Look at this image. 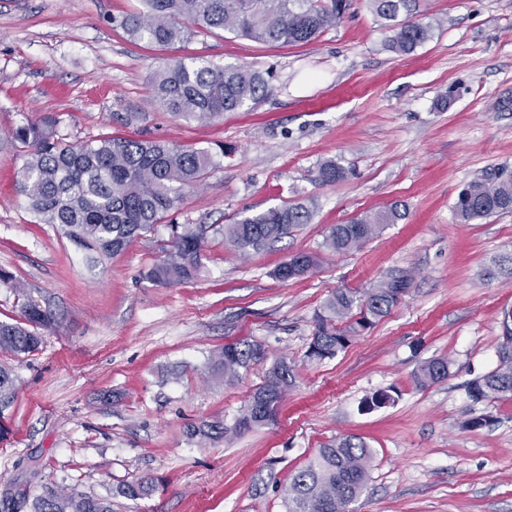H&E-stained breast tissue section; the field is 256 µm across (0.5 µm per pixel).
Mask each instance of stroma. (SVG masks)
<instances>
[{
	"label": "stroma",
	"mask_w": 512,
	"mask_h": 512,
	"mask_svg": "<svg viewBox=\"0 0 512 512\" xmlns=\"http://www.w3.org/2000/svg\"><path fill=\"white\" fill-rule=\"evenodd\" d=\"M139 0H0V321L23 298L55 317L38 350L0 351L15 395L0 407V512L22 488L104 497L112 512H287L292 476L318 448L355 435L374 451L370 479L348 512H512V400L473 402L468 383L499 363L512 278L487 279L512 253V213L459 223L465 184L512 164V0H421L440 20L409 55L366 0L306 44L256 43L221 30L168 47L132 39L118 18ZM196 56L265 73L271 96L251 111L202 125L151 101L153 72ZM116 112L133 121L113 122ZM45 113L70 138L105 132L223 149L220 165L187 190L179 224L210 231L189 282L157 286L144 274L171 236L158 224L88 272L81 253L35 223L16 183L23 151L14 129ZM342 181L318 179L323 161ZM407 207L360 249L324 246L331 225ZM311 206L309 224L241 254L223 225L274 206ZM300 252L310 275L275 277ZM399 270L414 280L382 320L336 357L309 361L314 317L337 290L365 296ZM239 340L266 353L234 384L207 367ZM445 357L448 379L419 388L421 362ZM288 359L295 383L275 424L209 443L191 425L233 424L269 365ZM390 404L366 409L376 393ZM487 416L473 429L469 419ZM147 482L150 496L120 487Z\"/></svg>",
	"instance_id": "obj_1"
}]
</instances>
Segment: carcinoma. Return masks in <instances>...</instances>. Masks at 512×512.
Returning <instances> with one entry per match:
<instances>
[{
  "label": "carcinoma",
  "mask_w": 512,
  "mask_h": 512,
  "mask_svg": "<svg viewBox=\"0 0 512 512\" xmlns=\"http://www.w3.org/2000/svg\"><path fill=\"white\" fill-rule=\"evenodd\" d=\"M143 9L124 16L118 24L137 40L157 46L189 39L203 30L221 29L257 43H307L343 18L352 0H141ZM379 24L390 32L389 48L410 54L426 43L434 24L413 21L419 0H367ZM154 100L177 117L210 122L226 112L252 109L271 95L263 74L244 67L220 66L198 57L168 61L154 73ZM61 118L44 114L17 127L15 141L24 149L18 191L39 224H48L68 239L93 271L104 259L127 249L154 225L165 223L183 200L184 191L199 186L217 164L208 148L183 147L161 140L126 139L106 133L91 142L68 141ZM324 184L336 183L345 171L334 160L318 171ZM512 212V166L487 168L459 193L454 213L462 224L497 213ZM407 209L394 203L347 224L334 225L325 247L346 253L379 236L384 227L406 219ZM304 204L270 207L224 225V238L237 250L256 251L310 223ZM167 256L153 265L146 278L157 285L185 283L200 268L209 226L172 224ZM319 257L300 253L275 270L282 280L312 272ZM412 275L398 272L380 282L361 299L350 291H336L315 316V330L306 351L311 362L334 358L352 338L373 327L411 287ZM359 316L349 319L354 308ZM52 315L33 300L21 319L0 322V351L26 354L42 343L40 330L54 325ZM500 363L472 381L473 402L512 399V309L501 322ZM264 358L261 345L240 340L224 345L209 358L211 372L232 384ZM450 375L446 358L419 365L415 382L427 388ZM292 366L284 359L269 369L264 383L247 408L228 426L222 420L205 421L189 429L202 440H222L275 420L279 402L294 385ZM15 393L9 370L0 366V402ZM373 450L360 437H336L323 444L308 464L291 479L288 512H346L348 504L366 487ZM33 512H112L102 497L60 494L50 489L34 497Z\"/></svg>",
  "instance_id": "cac0c4a2"
}]
</instances>
